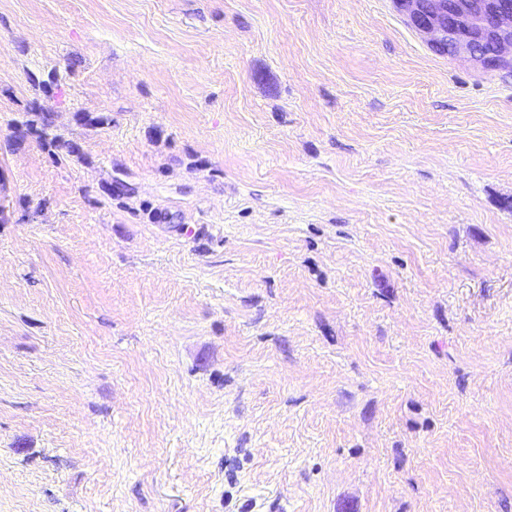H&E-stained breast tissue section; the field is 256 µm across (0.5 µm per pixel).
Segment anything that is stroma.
<instances>
[{
  "mask_svg": "<svg viewBox=\"0 0 512 512\" xmlns=\"http://www.w3.org/2000/svg\"><path fill=\"white\" fill-rule=\"evenodd\" d=\"M0 512H512V76L393 0H0ZM34 113L37 119L25 124L27 130H34L42 140L46 141L50 138V143H59L63 141L60 135H53L54 121L51 112L40 110L39 112ZM63 142V144L66 145L67 152L69 154L77 153V148L73 143L66 141Z\"/></svg>",
  "mask_w": 512,
  "mask_h": 512,
  "instance_id": "stroma-1",
  "label": "stroma"
}]
</instances>
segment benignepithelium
<instances>
[{
    "label": "benign epithelium",
    "mask_w": 512,
    "mask_h": 512,
    "mask_svg": "<svg viewBox=\"0 0 512 512\" xmlns=\"http://www.w3.org/2000/svg\"><path fill=\"white\" fill-rule=\"evenodd\" d=\"M434 51L462 55L489 71L512 73V0H397Z\"/></svg>",
    "instance_id": "7a95c632"
}]
</instances>
